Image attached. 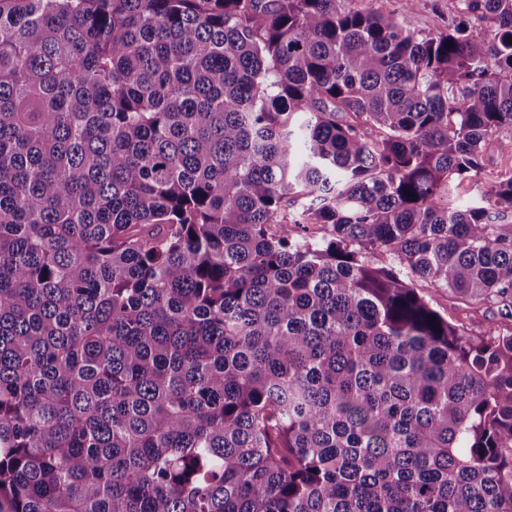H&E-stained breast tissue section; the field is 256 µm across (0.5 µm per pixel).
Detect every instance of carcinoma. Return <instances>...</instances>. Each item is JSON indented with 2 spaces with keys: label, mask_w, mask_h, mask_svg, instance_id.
I'll return each instance as SVG.
<instances>
[{
  "label": "carcinoma",
  "mask_w": 512,
  "mask_h": 512,
  "mask_svg": "<svg viewBox=\"0 0 512 512\" xmlns=\"http://www.w3.org/2000/svg\"><path fill=\"white\" fill-rule=\"evenodd\" d=\"M495 154L512 0H0V512H512ZM404 1L378 0L374 6L385 12H394L408 27L422 33H433L443 28L456 4V0H427L425 8L411 11L406 9ZM512 168V159L508 155L497 157L486 162V168L479 183L465 182L460 190L459 201L466 203L477 199L483 191L490 189L497 180L501 170Z\"/></svg>",
  "instance_id": "obj_1"
}]
</instances>
